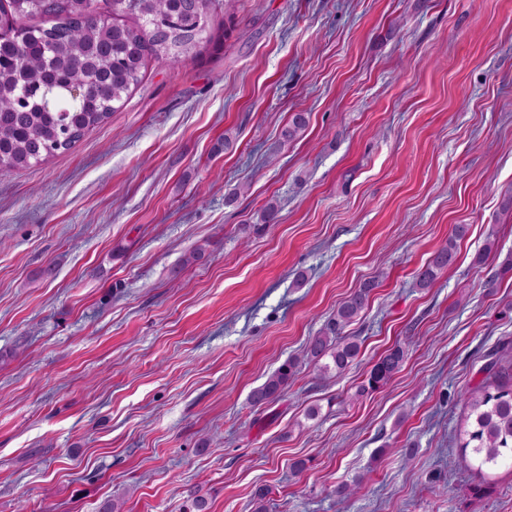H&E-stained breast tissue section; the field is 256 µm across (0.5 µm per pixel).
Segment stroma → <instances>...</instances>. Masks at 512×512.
Masks as SVG:
<instances>
[{
	"mask_svg": "<svg viewBox=\"0 0 512 512\" xmlns=\"http://www.w3.org/2000/svg\"><path fill=\"white\" fill-rule=\"evenodd\" d=\"M207 35L0 175V512H512L460 436L465 389L512 385V0H216ZM368 281L360 353L322 373L307 342ZM465 233L466 228L463 225L456 226L452 235L448 238V244L439 249L433 257L418 270L416 282L419 287H430L439 274L454 262L457 240H460ZM406 354V347L397 345L380 357L369 371L367 383L361 385L356 391V397L364 396L369 390L373 391L387 385L400 369ZM295 363L288 361L272 374L261 386L254 389L249 401L253 407H261L275 401L294 376Z\"/></svg>",
	"mask_w": 512,
	"mask_h": 512,
	"instance_id": "obj_1",
	"label": "stroma"
}]
</instances>
